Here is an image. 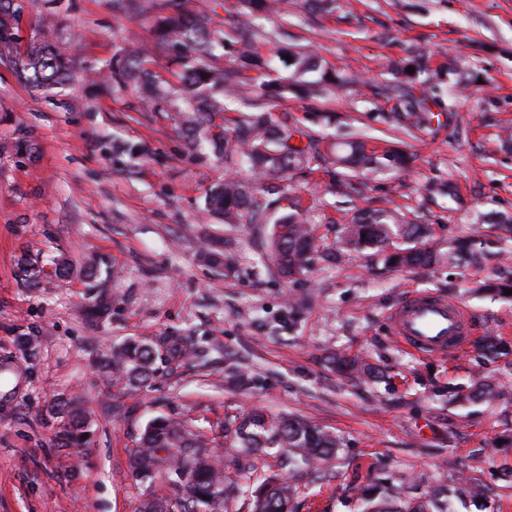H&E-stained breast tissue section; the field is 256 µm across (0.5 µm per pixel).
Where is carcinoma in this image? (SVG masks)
Instances as JSON below:
<instances>
[{
  "label": "carcinoma",
  "mask_w": 512,
  "mask_h": 512,
  "mask_svg": "<svg viewBox=\"0 0 512 512\" xmlns=\"http://www.w3.org/2000/svg\"><path fill=\"white\" fill-rule=\"evenodd\" d=\"M0 0V55L18 50L19 13L9 10ZM244 17H234L232 27L236 43L243 48L241 63L233 68L214 67L206 59L216 57V47L224 40L211 34L206 17L191 16L183 9V0H153L159 11L153 31V50L163 53L170 49L184 51V70L180 75L184 97L176 111L183 114L187 130L195 132L212 122L217 113L228 111L232 90L264 86L265 63L248 52L258 35L260 20L269 7V0H244ZM112 11L134 18L146 11L144 0H112ZM150 54L139 51L127 53L112 66V86L121 88L142 80L147 74ZM20 80L39 89L64 82L67 76V58L62 48L43 32L31 40L15 62ZM143 93L154 112L171 108L167 99L152 82L143 84ZM248 111L234 123V128L222 129L218 134L188 139V149L196 152L205 147L224 158V165L246 164L250 175L281 180L293 169H309L326 163L347 165L354 169L388 166L404 169L409 156L394 151L378 161L365 156L357 145L347 155L328 158L320 150L321 139L314 133L288 129V118L274 116L260 101L249 97ZM304 137L306 144L292 142L294 136ZM286 202L284 213L258 244L261 265L287 279H297L309 272L313 257L318 253L316 229L304 221L301 198L282 194ZM205 204L209 210L224 216L226 224H266L272 202L250 190L243 179L232 178L210 190ZM430 229L399 219L396 211L385 209L366 213L351 224H346L336 241V249L358 254L372 250L383 263L393 268H413L438 261L437 254L425 239ZM483 348L495 355L512 353V343L500 336H488ZM172 358L184 360L190 353L186 346L169 347L167 343L150 344L143 340H128L102 358L103 368L132 387L146 382L154 372L160 350ZM337 366L351 376H368L371 369L354 359H340ZM69 426L64 436L73 445L84 438L81 418L69 411ZM224 439L241 448L261 452L276 450L280 468L285 475L270 477L251 492V512H292L290 505L298 486L291 478H313L323 469L340 447L336 435L317 424L297 418H274L263 410L251 411L224 426ZM208 440L203 433L190 430L183 422L167 417L151 420L141 434L132 465L146 480L166 476L169 496L158 503H147L142 512H192L198 506L208 512H224V473L210 463ZM360 512H427L428 503L388 500L382 493H364Z\"/></svg>",
  "instance_id": "carcinoma-1"
}]
</instances>
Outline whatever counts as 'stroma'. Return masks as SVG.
Segmentation results:
<instances>
[{
  "mask_svg": "<svg viewBox=\"0 0 512 512\" xmlns=\"http://www.w3.org/2000/svg\"><path fill=\"white\" fill-rule=\"evenodd\" d=\"M20 34L55 22L71 48V77L35 89L0 59V512H138L162 484L130 465L145 425L186 420L239 489L226 512H248L250 493L280 470L273 455L224 440L225 421L256 408L294 415L342 442L314 481H302L293 512H358L364 490L427 501L450 512H512V354L492 356L483 337L512 338V295L483 290L512 257L497 223L512 218V0H281L253 49L274 84H295L288 52L318 56L346 78L343 89L269 98L289 125L325 144L362 141L371 156L413 153L401 171L379 168L359 192L342 190L335 167L291 171L321 242L309 273L288 280L257 262L263 228L226 224L205 207L225 178L215 155L186 149L177 112L150 111L138 88L91 81L90 71L148 43L149 11L128 19L111 0H16ZM224 39V67L237 65L229 21L241 0H186ZM423 54L428 81L395 79ZM427 110L407 117L405 94ZM126 144L134 154L115 153ZM395 208L431 230L439 252L474 240L481 263L441 261L393 269L372 253L336 252L342 225ZM221 245L229 274L201 261ZM333 260H324L327 252ZM60 256L67 276L29 288L21 258ZM413 291L462 305L474 334L460 353L418 356L395 342L390 310ZM182 337L205 358L160 364L139 390L98 367L130 338ZM334 356L360 358L372 378L336 372ZM505 399L470 398L476 380ZM86 416L82 446L67 445L60 408ZM486 489L474 498L473 485Z\"/></svg>",
  "mask_w": 512,
  "mask_h": 512,
  "instance_id": "obj_1",
  "label": "stroma"
}]
</instances>
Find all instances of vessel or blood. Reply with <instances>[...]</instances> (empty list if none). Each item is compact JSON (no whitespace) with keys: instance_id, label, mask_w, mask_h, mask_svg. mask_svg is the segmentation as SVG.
<instances>
[{"instance_id":"obj_1","label":"vessel or blood","mask_w":512,"mask_h":512,"mask_svg":"<svg viewBox=\"0 0 512 512\" xmlns=\"http://www.w3.org/2000/svg\"><path fill=\"white\" fill-rule=\"evenodd\" d=\"M388 321L391 335L423 356L463 350L471 333L470 318L462 306L429 293L405 298L391 311Z\"/></svg>"}]
</instances>
